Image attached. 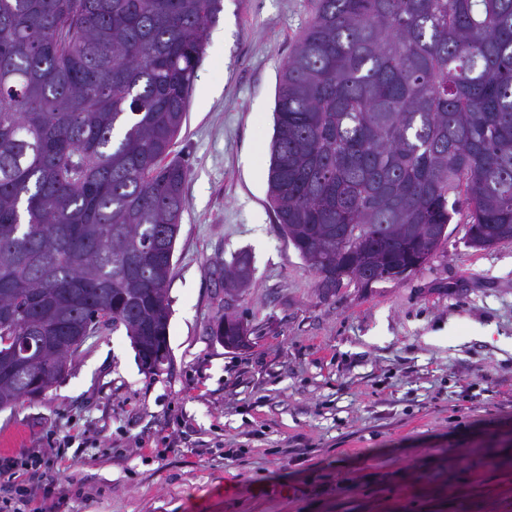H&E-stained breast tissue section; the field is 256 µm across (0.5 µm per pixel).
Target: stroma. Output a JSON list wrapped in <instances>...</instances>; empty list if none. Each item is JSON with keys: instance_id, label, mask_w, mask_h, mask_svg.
I'll list each match as a JSON object with an SVG mask.
<instances>
[{"instance_id": "obj_1", "label": "stroma", "mask_w": 512, "mask_h": 512, "mask_svg": "<svg viewBox=\"0 0 512 512\" xmlns=\"http://www.w3.org/2000/svg\"><path fill=\"white\" fill-rule=\"evenodd\" d=\"M311 0H222L173 147L188 202L169 282L170 369L124 330L47 396L0 412V512H512V243L452 223L401 282L322 297L267 198L280 71ZM255 268L225 304L217 272ZM231 310L252 342L212 340Z\"/></svg>"}]
</instances>
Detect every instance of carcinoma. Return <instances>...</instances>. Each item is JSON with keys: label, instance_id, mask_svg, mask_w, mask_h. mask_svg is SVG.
<instances>
[{"label": "carcinoma", "instance_id": "1", "mask_svg": "<svg viewBox=\"0 0 512 512\" xmlns=\"http://www.w3.org/2000/svg\"><path fill=\"white\" fill-rule=\"evenodd\" d=\"M276 92L267 194L324 297L403 281L447 241L512 243V0H312ZM221 0H0L3 336L124 328L172 364L185 164L170 158ZM249 254L224 263L242 292ZM212 336H247L233 314ZM80 346L42 354L41 394Z\"/></svg>", "mask_w": 512, "mask_h": 512}]
</instances>
